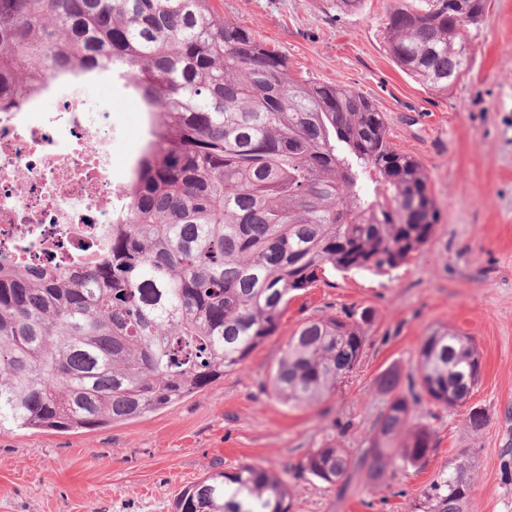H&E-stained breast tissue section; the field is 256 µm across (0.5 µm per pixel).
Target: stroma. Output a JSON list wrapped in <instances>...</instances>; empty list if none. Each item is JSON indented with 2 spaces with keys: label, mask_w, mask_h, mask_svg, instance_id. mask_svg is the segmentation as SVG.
Instances as JSON below:
<instances>
[{
  "label": "stroma",
  "mask_w": 512,
  "mask_h": 512,
  "mask_svg": "<svg viewBox=\"0 0 512 512\" xmlns=\"http://www.w3.org/2000/svg\"><path fill=\"white\" fill-rule=\"evenodd\" d=\"M219 17L286 55L294 73L368 95L391 143L424 165L439 221L429 243L384 274L330 272L289 302L272 336L243 367L177 407L96 430L0 429V512H175L178 495L207 473L256 463L277 471L291 512H416L430 484L462 462L470 512H512V0H487L474 63L448 93L407 77L387 53L381 20L392 0L340 10L336 0H212ZM92 112L110 111L118 159L135 157L142 112L119 87L82 85ZM369 316L366 347L335 393L307 409L272 394L268 374L304 322ZM448 326L472 336L483 360L467 408L421 403L437 448L418 468L396 465L377 484L350 472L336 485L299 472L333 441L361 455L388 397L376 380L413 369L421 339Z\"/></svg>",
  "instance_id": "stroma-1"
}]
</instances>
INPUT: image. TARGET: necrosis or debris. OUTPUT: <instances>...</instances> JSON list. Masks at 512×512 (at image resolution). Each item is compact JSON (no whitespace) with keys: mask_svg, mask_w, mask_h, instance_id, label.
Returning <instances> with one entry per match:
<instances>
[{"mask_svg":"<svg viewBox=\"0 0 512 512\" xmlns=\"http://www.w3.org/2000/svg\"><path fill=\"white\" fill-rule=\"evenodd\" d=\"M52 102L0 112V252L22 266L80 258L121 209L110 113L90 117L74 88Z\"/></svg>","mask_w":512,"mask_h":512,"instance_id":"necrosis-or-debris-1","label":"necrosis or debris"}]
</instances>
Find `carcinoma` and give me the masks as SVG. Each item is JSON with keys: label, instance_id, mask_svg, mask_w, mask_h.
Wrapping results in <instances>:
<instances>
[{"label": "carcinoma", "instance_id": "cac0c4a2", "mask_svg": "<svg viewBox=\"0 0 512 512\" xmlns=\"http://www.w3.org/2000/svg\"><path fill=\"white\" fill-rule=\"evenodd\" d=\"M486 0H395L382 20L396 66L435 92L474 58ZM112 71L146 114L125 208L90 258L17 266L0 253V428L94 430L173 409L240 368L288 302L328 270L388 273L433 236L438 210L421 161L395 149L361 91L308 83L288 58L218 17L211 0H0V110L50 83ZM330 314L288 338L269 375L293 408L314 406L357 367L363 324ZM481 378L476 344L438 326L407 389L396 369L367 448L328 443L301 463L334 485L371 481L436 448L423 401L455 410ZM463 467L441 473L420 512H469ZM288 483L261 465L216 471L176 512H290Z\"/></svg>", "mask_w": 512, "mask_h": 512}]
</instances>
